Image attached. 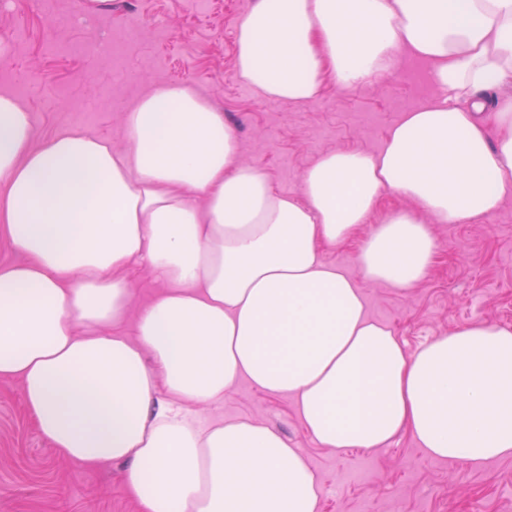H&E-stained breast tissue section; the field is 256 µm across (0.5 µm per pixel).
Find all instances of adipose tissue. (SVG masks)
Returning <instances> with one entry per match:
<instances>
[{"label":"adipose tissue","instance_id":"obj_1","mask_svg":"<svg viewBox=\"0 0 512 512\" xmlns=\"http://www.w3.org/2000/svg\"><path fill=\"white\" fill-rule=\"evenodd\" d=\"M411 55L437 98L379 152L338 150L277 192L244 163L224 114L162 86L128 113L130 146L76 128L38 137L0 94V380H18L38 434L74 465L119 464L141 512H319L300 449L214 412L248 379L291 397L320 446L382 448L410 431L441 460L512 456V328L463 326L408 351L360 286L324 261L387 196L362 244L366 281L407 289L437 252L431 227L473 224L512 195V0H254L235 71L305 104ZM203 199V207L190 198ZM146 264L163 291L119 332Z\"/></svg>","mask_w":512,"mask_h":512}]
</instances>
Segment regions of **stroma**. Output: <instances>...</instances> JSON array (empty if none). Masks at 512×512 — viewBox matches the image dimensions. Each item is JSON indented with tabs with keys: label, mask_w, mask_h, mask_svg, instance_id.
Segmentation results:
<instances>
[{
	"label": "stroma",
	"mask_w": 512,
	"mask_h": 512,
	"mask_svg": "<svg viewBox=\"0 0 512 512\" xmlns=\"http://www.w3.org/2000/svg\"><path fill=\"white\" fill-rule=\"evenodd\" d=\"M253 0H10L0 9V93L30 112L40 136L78 128L127 145L126 114L151 90L185 84L232 124L244 159L274 188L296 195L302 176L333 150L379 151L391 125L432 101L426 62L401 58L390 74L344 90L327 84L305 104L255 93L235 73V31ZM324 248L326 262L360 282L370 318L407 350L469 324L512 328V197L476 224H436L440 245L410 289L365 282L357 261L364 233ZM218 416L252 419L301 449L323 488L321 512H512V457L474 467L429 456L411 433L385 448L335 450L305 432L294 401L245 380L224 394ZM0 512H139L123 468L61 462L23 407L20 385L0 380Z\"/></svg>",
	"instance_id": "stroma-1"
}]
</instances>
